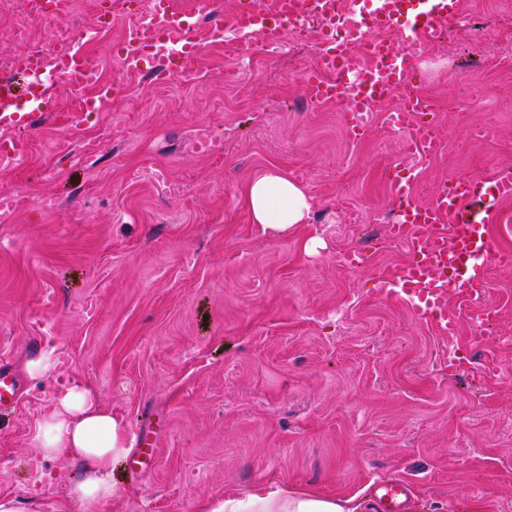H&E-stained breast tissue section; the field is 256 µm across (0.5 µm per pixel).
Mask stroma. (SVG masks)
I'll use <instances>...</instances> for the list:
<instances>
[{"label":"stroma","mask_w":512,"mask_h":512,"mask_svg":"<svg viewBox=\"0 0 512 512\" xmlns=\"http://www.w3.org/2000/svg\"><path fill=\"white\" fill-rule=\"evenodd\" d=\"M465 23L443 45L412 47V82L437 111L443 159L419 160L384 125L348 141L332 103L306 99L313 51L262 34L229 56L201 37L194 80L129 73L110 47L122 4L92 47L120 92L74 123L78 98L50 84L55 111L23 130L29 155L0 165V190L29 201L0 218V357L26 376L0 413V496L22 512L71 497L75 466L37 450L58 389L95 390L129 435L149 418L158 447L113 465L102 512H203L226 496L278 487L364 499L396 475L412 512H512V267L490 265L477 299L490 332L461 319L440 334L384 277L407 257L388 237L396 204L383 175L414 166L416 198L444 177L512 163V0H459ZM276 170L308 192L305 223L253 222L243 190ZM362 249L356 269L344 254ZM462 360L449 367L448 348ZM54 351L41 377L27 362Z\"/></svg>","instance_id":"35a3bbf8"}]
</instances>
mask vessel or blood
I'll return each mask as SVG.
<instances>
[{
	"instance_id": "obj_1",
	"label": "vessel or blood",
	"mask_w": 512,
	"mask_h": 512,
	"mask_svg": "<svg viewBox=\"0 0 512 512\" xmlns=\"http://www.w3.org/2000/svg\"><path fill=\"white\" fill-rule=\"evenodd\" d=\"M457 4L458 0H263L258 6L254 0H243L215 29L241 34L262 27L276 37L297 32L302 20L317 22L325 49L303 75L307 95L317 103H343L342 125L351 139L358 140L367 134L375 109L393 86L415 74L410 47L439 42L459 18ZM149 10L153 43L131 39L115 47L114 56L137 64L151 56L154 43L171 41L175 53L169 69L197 60L200 47L190 15L179 10L175 0H151ZM392 28L399 31L403 48H394L384 38V31ZM56 69L71 88L90 77L84 54L74 49L57 54ZM51 109L48 100L24 110L11 101L0 107V126L28 125ZM386 121L404 134L409 151L441 158L437 122L426 97L415 94L401 100L387 112ZM386 186L391 198L402 203L389 226L390 235L406 246L408 254L386 278L391 293L406 300L438 332L453 333L460 313L449 305V292L472 299L490 264H512V254L499 248L490 232L491 225L512 223V211L504 207L512 200V165L449 177L427 205L414 198L411 169L387 170ZM21 388L18 373L0 360V405L15 401ZM374 493L379 512H407L409 486L404 481H378Z\"/></svg>"
}]
</instances>
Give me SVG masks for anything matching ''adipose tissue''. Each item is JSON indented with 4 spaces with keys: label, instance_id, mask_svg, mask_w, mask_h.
I'll return each instance as SVG.
<instances>
[{
    "label": "adipose tissue",
    "instance_id": "1",
    "mask_svg": "<svg viewBox=\"0 0 512 512\" xmlns=\"http://www.w3.org/2000/svg\"><path fill=\"white\" fill-rule=\"evenodd\" d=\"M244 200L254 223L285 229L305 223L310 213L306 189L287 175L269 171L244 189ZM41 453L49 458L66 456L78 467L72 496L82 512H101L115 492L112 464L124 451L127 426L121 415L104 407L88 387L72 385L57 396L55 410L40 424ZM210 512H367L365 501L339 500L311 489L280 488L225 498Z\"/></svg>",
    "mask_w": 512,
    "mask_h": 512
}]
</instances>
